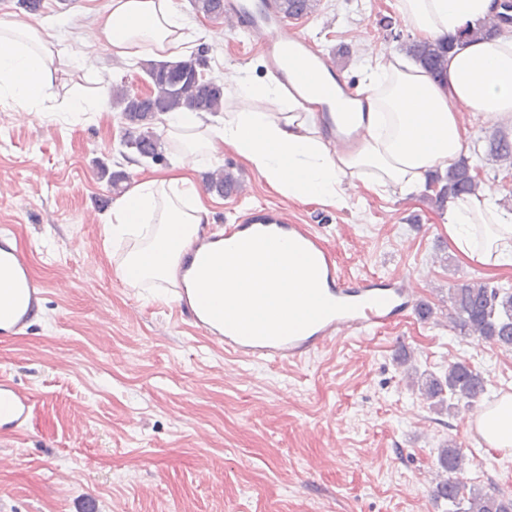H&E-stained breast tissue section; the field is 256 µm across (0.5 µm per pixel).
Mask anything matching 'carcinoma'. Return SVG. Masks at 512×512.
I'll return each instance as SVG.
<instances>
[{
  "mask_svg": "<svg viewBox=\"0 0 512 512\" xmlns=\"http://www.w3.org/2000/svg\"><path fill=\"white\" fill-rule=\"evenodd\" d=\"M319 0H279L280 10L289 18L297 19L313 13ZM195 12L219 19L224 14V0H192ZM503 11L496 13L476 27L466 25L456 42L512 35L504 24H512V3L503 0ZM453 42L444 38L412 42L407 52L418 60L434 77L445 72L448 50ZM200 57L175 61L146 60L139 63L152 86L146 96L137 97L123 85H114L109 91V104L121 112L129 125L125 144L142 158L163 159L164 146L152 131L160 117L171 112H191L197 115H216L224 111V84L201 76ZM488 152L496 160L512 166V141L504 136L489 138ZM477 186V176L468 160L461 159L448 167L445 174L433 177L434 204L442 208L450 198L470 194ZM206 188L228 196L238 190V180L228 168L208 173ZM449 302L459 318V327L476 340L512 350V292L485 282L463 283L449 291ZM419 390L434 405L470 406L485 392L484 379L479 370L465 360L448 366L442 376H429L421 381ZM463 457L453 446L441 449L438 464L447 477L435 487V496L453 506V512H512V498L467 489L457 480L462 471Z\"/></svg>",
  "mask_w": 512,
  "mask_h": 512,
  "instance_id": "carcinoma-1",
  "label": "carcinoma"
}]
</instances>
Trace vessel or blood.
<instances>
[{
	"instance_id": "b4317fda",
	"label": "vessel or blood",
	"mask_w": 512,
	"mask_h": 512,
	"mask_svg": "<svg viewBox=\"0 0 512 512\" xmlns=\"http://www.w3.org/2000/svg\"><path fill=\"white\" fill-rule=\"evenodd\" d=\"M224 19L243 29L264 58L268 69L291 89L301 104L322 115L324 131L337 149L352 148L360 132L340 129L332 116V101H310L306 92L310 80H328L344 96L355 97L353 86L340 78L330 63L293 22L280 11L277 0H224ZM294 60L309 63L307 78L291 69ZM256 233H273L301 244L315 258L320 284L329 299L354 303V312L329 316L301 333L278 341L250 340L225 331V353L248 360L298 362L333 345L342 338L366 336L408 317L413 309V293L398 277L356 275L343 277L334 253L309 225L295 222L287 207L262 205L240 214L235 223L225 225L223 238L231 245Z\"/></svg>"
}]
</instances>
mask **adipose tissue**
I'll list each match as a JSON object with an SVG mask.
<instances>
[{
    "label": "adipose tissue",
    "instance_id": "ef3b65f1",
    "mask_svg": "<svg viewBox=\"0 0 512 512\" xmlns=\"http://www.w3.org/2000/svg\"><path fill=\"white\" fill-rule=\"evenodd\" d=\"M394 8L419 39L455 35L483 20L492 0H395ZM195 45V30L174 0H107L92 18L76 53L89 61L107 52L122 58L181 57ZM55 36L32 20L0 19V95L30 112L57 96ZM354 122L367 135L357 149L329 146L318 113L302 111L276 78L245 74L227 79L224 121L210 126L195 114L166 118V139L176 162L170 173L134 182L112 206L108 231L129 248L116 267L125 282L176 284L177 271L212 212L192 174L218 163L224 151L244 159L278 192L299 200L347 206L350 190L418 193L432 174L470 153L469 112L512 125V39H484L452 50L447 74L435 81L402 54L367 49ZM448 237L469 261L512 267V209L498 187L480 183L475 194L449 200ZM487 446L512 451V393L469 418Z\"/></svg>",
    "mask_w": 512,
    "mask_h": 512
}]
</instances>
